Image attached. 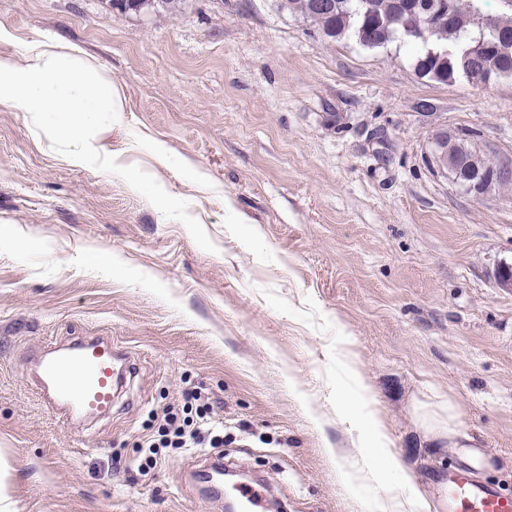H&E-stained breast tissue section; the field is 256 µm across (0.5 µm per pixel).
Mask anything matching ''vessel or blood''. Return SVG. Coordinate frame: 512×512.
<instances>
[{
	"label": "vessel or blood",
	"instance_id": "b4317fda",
	"mask_svg": "<svg viewBox=\"0 0 512 512\" xmlns=\"http://www.w3.org/2000/svg\"><path fill=\"white\" fill-rule=\"evenodd\" d=\"M120 359L111 338H81L39 358L40 391L67 419L107 415L118 382L114 364ZM438 483L443 512H512V492L495 482L478 480L468 463H449ZM235 494L242 512H265L264 485L241 484Z\"/></svg>",
	"mask_w": 512,
	"mask_h": 512
}]
</instances>
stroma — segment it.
Returning <instances> with one entry per match:
<instances>
[{
  "mask_svg": "<svg viewBox=\"0 0 512 512\" xmlns=\"http://www.w3.org/2000/svg\"><path fill=\"white\" fill-rule=\"evenodd\" d=\"M1 28L20 61L79 47L125 109L74 166L0 108V512H224L185 468L217 455L279 512H433L431 474L473 441L477 475L512 483V187L475 198L427 159L471 129L512 158L511 78L431 81L410 45L332 43L275 0H0ZM79 336L137 371L110 416L69 423L33 358ZM188 386L223 448L139 471ZM442 402L461 434L430 448Z\"/></svg>",
  "mask_w": 512,
  "mask_h": 512,
  "instance_id": "stroma-1",
  "label": "stroma"
}]
</instances>
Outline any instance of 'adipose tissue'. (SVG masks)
<instances>
[{
    "mask_svg": "<svg viewBox=\"0 0 512 512\" xmlns=\"http://www.w3.org/2000/svg\"><path fill=\"white\" fill-rule=\"evenodd\" d=\"M0 107L38 114L69 162L80 165L94 153L96 133L111 128L125 103L80 48L49 43L22 63L0 55Z\"/></svg>",
    "mask_w": 512,
    "mask_h": 512,
    "instance_id": "1",
    "label": "adipose tissue"
}]
</instances>
